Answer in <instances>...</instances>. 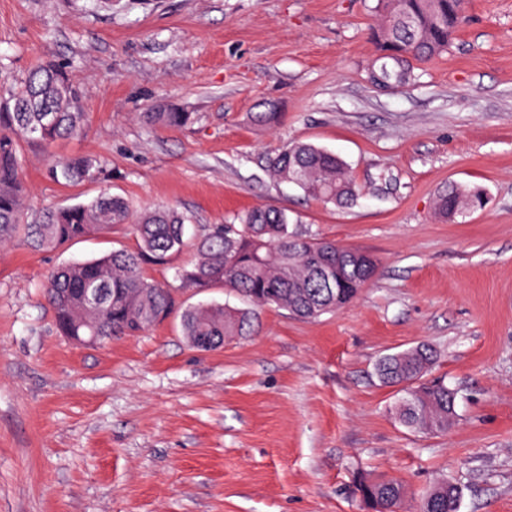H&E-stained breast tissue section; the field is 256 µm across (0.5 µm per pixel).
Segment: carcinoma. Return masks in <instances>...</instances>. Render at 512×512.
Returning a JSON list of instances; mask_svg holds the SVG:
<instances>
[{
	"label": "carcinoma",
	"mask_w": 512,
	"mask_h": 512,
	"mask_svg": "<svg viewBox=\"0 0 512 512\" xmlns=\"http://www.w3.org/2000/svg\"><path fill=\"white\" fill-rule=\"evenodd\" d=\"M381 23L372 29L380 50L372 70L391 87L414 79L411 61H427L447 50L453 33L464 22L466 0H379ZM82 92L68 77L66 66L48 62L10 86L0 99V243L16 238L35 249H54L68 242L132 224L135 251L114 250L100 258L58 268L46 287L58 331L74 339L102 336L106 340L136 336L164 321L175 306L174 289L144 277L146 264L163 265L189 249L193 259L176 268L182 289L222 286L244 299L246 308L201 303L182 313L184 335L202 350H215L224 340L254 331L257 310L276 307L312 319L352 302L374 278L376 259L356 248L294 231L288 214L270 206L255 207L233 224H215L196 237L187 235L189 217L175 208L157 206L134 213L121 195L103 194L79 203L45 210L38 221H24L20 200L17 142L50 145L78 134L86 121ZM148 118L165 126L188 123L189 112H150ZM272 174L297 185L305 196L325 204L348 206L358 191L345 162L312 143L295 142L269 158ZM102 170L88 156L63 160L52 169L66 184L95 182ZM485 206L479 187L451 188L436 201L438 214L452 219L464 210ZM329 258L341 279L325 288L315 263ZM435 353L417 345L382 356L375 367L387 386L417 382L401 389L397 416L417 432H446L456 417L451 400L457 392L443 382L425 383ZM363 502L373 512H405L406 490L396 481L357 484ZM458 490L442 480L416 503L413 512H458Z\"/></svg>",
	"instance_id": "carcinoma-1"
}]
</instances>
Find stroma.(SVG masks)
<instances>
[{"label":"stroma","mask_w":512,"mask_h":512,"mask_svg":"<svg viewBox=\"0 0 512 512\" xmlns=\"http://www.w3.org/2000/svg\"><path fill=\"white\" fill-rule=\"evenodd\" d=\"M469 21L416 84L382 90L377 0H0V87L67 63L81 134L19 141L28 219L109 193L170 206L196 232L259 205L303 234L370 253L374 281L346 308L261 309L253 335L209 352L180 310L238 305L216 287L137 336L60 335L45 287L58 268L135 250L130 225L38 251L0 246V512H368L358 479L416 502L459 485V512H512V0H468ZM275 104L279 118L255 113ZM188 112L185 126L150 112ZM294 141L336 153L361 196L340 208L277 181ZM86 155L100 179L50 167ZM482 186L485 209L446 221L436 197ZM425 343L459 392L444 433L399 423L383 355Z\"/></svg>","instance_id":"35a3bbf8"}]
</instances>
